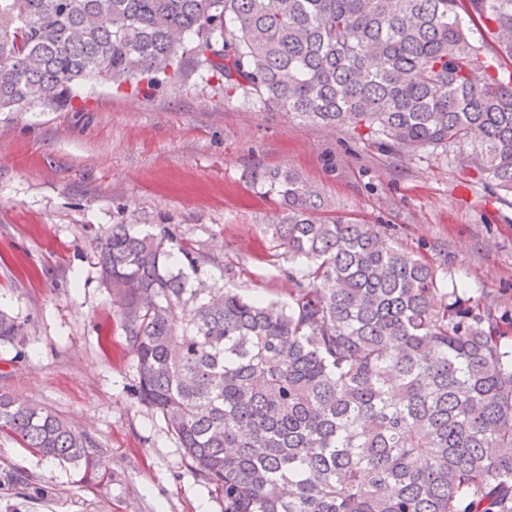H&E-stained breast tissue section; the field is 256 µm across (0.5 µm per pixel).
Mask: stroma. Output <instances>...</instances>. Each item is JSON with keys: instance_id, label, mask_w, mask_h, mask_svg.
Returning <instances> with one entry per match:
<instances>
[{"instance_id": "35a3bbf8", "label": "stroma", "mask_w": 512, "mask_h": 512, "mask_svg": "<svg viewBox=\"0 0 512 512\" xmlns=\"http://www.w3.org/2000/svg\"><path fill=\"white\" fill-rule=\"evenodd\" d=\"M276 169L318 192L319 217L371 225L512 322V206L455 152L390 154L191 72L139 93L100 77L64 108L0 112V308L29 329L23 345L0 347V391L94 442L86 472L0 433V512H222L133 390L96 238L115 224H171L204 256L208 281L287 301L292 263L262 232L279 207L252 182Z\"/></svg>"}]
</instances>
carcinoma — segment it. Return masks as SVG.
I'll use <instances>...</instances> for the list:
<instances>
[{
	"instance_id": "obj_1",
	"label": "carcinoma",
	"mask_w": 512,
	"mask_h": 512,
	"mask_svg": "<svg viewBox=\"0 0 512 512\" xmlns=\"http://www.w3.org/2000/svg\"><path fill=\"white\" fill-rule=\"evenodd\" d=\"M493 34L497 50L485 47ZM189 60L263 108L401 156L466 148L512 197V0H0V112L61 107L102 75L161 89ZM254 184L297 264L286 303L199 278L176 228L97 243L135 393L224 512H512V336L368 224L315 217L290 170ZM26 324L0 310V346ZM0 431L60 465L92 441L0 393Z\"/></svg>"
}]
</instances>
